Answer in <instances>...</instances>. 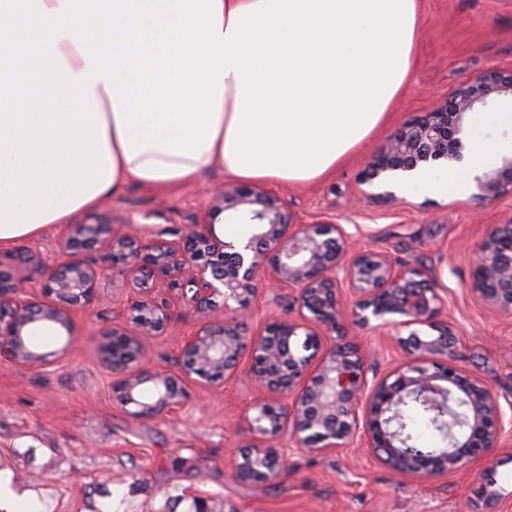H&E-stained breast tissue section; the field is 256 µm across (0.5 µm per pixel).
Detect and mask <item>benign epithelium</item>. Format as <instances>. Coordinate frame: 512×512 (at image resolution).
<instances>
[{
  "mask_svg": "<svg viewBox=\"0 0 512 512\" xmlns=\"http://www.w3.org/2000/svg\"><path fill=\"white\" fill-rule=\"evenodd\" d=\"M501 95L512 96L511 68L492 69L462 84L443 105L392 137L365 170L364 181L460 160L458 133L465 115ZM478 184L487 196L512 191V156L485 172ZM226 211L249 218V237L226 241L216 234L213 216ZM96 237L103 238L100 256L77 258ZM144 265L182 288L199 309L222 298L224 324L204 321L184 338L179 372L154 371L146 366L144 348L132 360L127 353L132 344L162 330L164 304L146 296L133 301L138 333L114 329L101 348L103 362L122 375L117 387L122 403L136 404L138 385L159 383L164 392L152 403L137 404V414L175 413L186 380L223 381L236 373L246 352L257 389L291 400L286 407L265 399L254 404L248 425L255 441L230 455L239 478L268 480L281 473L285 458L272 441L287 428L296 447L311 453H338L358 440L400 476L432 479L470 472L484 462L483 479L499 463L504 430L499 399L455 366L456 333L440 319L442 299L423 285L422 272L384 253L351 248L339 224L297 221L277 194L261 186L225 185L213 195L209 211L176 240L144 241L110 223L72 225L62 258L48 269L41 301L23 297V281L0 270V358L40 364L42 359L26 356L22 336L52 323L72 332V307L90 301L105 271L118 269L134 279ZM471 265L473 293L492 310L512 316V226H490ZM263 282L296 294L302 321L277 319L245 337L241 325ZM343 287L353 296L349 303L342 298ZM346 323L387 336L397 326H419L398 338L408 362L394 380L368 381L366 355L344 342ZM408 399L445 421L456 403H465V433L452 435L443 454L405 447L390 427V415Z\"/></svg>",
  "mask_w": 512,
  "mask_h": 512,
  "instance_id": "7a95c632",
  "label": "benign epithelium"
}]
</instances>
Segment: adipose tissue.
<instances>
[{"label":"adipose tissue","mask_w":512,"mask_h":512,"mask_svg":"<svg viewBox=\"0 0 512 512\" xmlns=\"http://www.w3.org/2000/svg\"><path fill=\"white\" fill-rule=\"evenodd\" d=\"M419 29V0H0V246L131 184L325 177Z\"/></svg>","instance_id":"obj_1"}]
</instances>
